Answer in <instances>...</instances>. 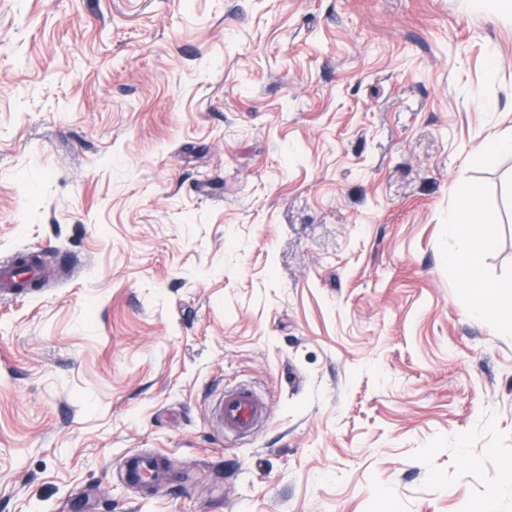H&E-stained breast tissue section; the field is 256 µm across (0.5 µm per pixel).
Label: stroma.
Segmentation results:
<instances>
[{"label":"stroma","instance_id":"obj_1","mask_svg":"<svg viewBox=\"0 0 512 512\" xmlns=\"http://www.w3.org/2000/svg\"><path fill=\"white\" fill-rule=\"evenodd\" d=\"M493 134L492 0H0V256L82 261L0 300V512H512V334L448 263L464 209L512 278ZM269 414L267 402L251 387L239 386L224 391L213 411V419L225 437L236 440L252 436ZM160 456L151 453H132L126 455L120 465L119 474L130 486L150 485L158 490L166 477L165 466Z\"/></svg>","mask_w":512,"mask_h":512}]
</instances>
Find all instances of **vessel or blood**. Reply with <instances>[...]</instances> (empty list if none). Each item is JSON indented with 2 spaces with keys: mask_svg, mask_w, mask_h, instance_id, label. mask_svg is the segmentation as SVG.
<instances>
[{
  "mask_svg": "<svg viewBox=\"0 0 512 512\" xmlns=\"http://www.w3.org/2000/svg\"><path fill=\"white\" fill-rule=\"evenodd\" d=\"M18 258L15 252L0 257L1 300L20 296L19 283L26 278L37 281L41 287H49L52 283L50 268H57L67 276L74 271L73 261L67 255H55V263L51 266L39 260L32 261L24 270L19 269ZM268 414L269 406L263 398L251 387L239 386L225 391L216 404L213 418L226 437L242 440L252 436ZM119 474L130 486L148 485L157 489L164 483L166 470L159 455L132 453L122 459Z\"/></svg>",
  "mask_w": 512,
  "mask_h": 512,
  "instance_id": "vessel-or-blood-1",
  "label": "vessel or blood"
}]
</instances>
